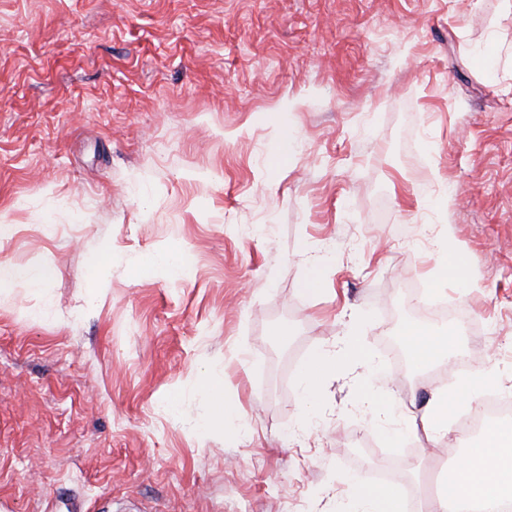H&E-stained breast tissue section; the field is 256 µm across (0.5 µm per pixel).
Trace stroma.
Returning a JSON list of instances; mask_svg holds the SVG:
<instances>
[{
  "instance_id": "obj_1",
  "label": "stroma",
  "mask_w": 512,
  "mask_h": 512,
  "mask_svg": "<svg viewBox=\"0 0 512 512\" xmlns=\"http://www.w3.org/2000/svg\"><path fill=\"white\" fill-rule=\"evenodd\" d=\"M1 263L51 275L0 288V512H349L376 455L445 480L474 437L428 455L360 400L437 386L418 290L512 387V0H0ZM215 380L250 440L208 427ZM357 341L352 334H346L339 340V350L333 352H312L305 364L299 380V395L302 400L316 399L327 376L335 373L342 365L344 358L359 355Z\"/></svg>"
}]
</instances>
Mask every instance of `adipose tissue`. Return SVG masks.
<instances>
[{
	"label": "adipose tissue",
	"instance_id": "ef3b65f1",
	"mask_svg": "<svg viewBox=\"0 0 512 512\" xmlns=\"http://www.w3.org/2000/svg\"><path fill=\"white\" fill-rule=\"evenodd\" d=\"M408 347L416 364H447L451 339L443 329H409ZM353 335L342 336L333 352H312L299 380V395L308 401L317 398L327 376L335 373L344 358L359 354ZM481 381L466 384L456 395L439 388L421 404H399L379 390H371L364 407L374 417L397 415L407 431L423 430L430 442L442 440L450 426L451 404L477 399ZM354 512H406V505L392 487H374L365 475L348 481ZM512 506V429L489 427L482 443L467 449L440 493L427 503L426 512H501Z\"/></svg>",
	"mask_w": 512,
	"mask_h": 512
}]
</instances>
